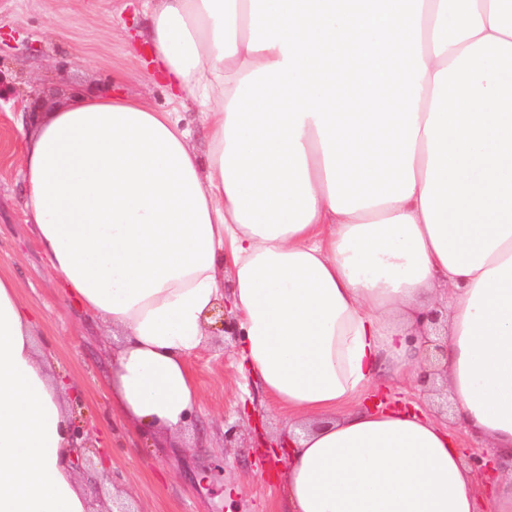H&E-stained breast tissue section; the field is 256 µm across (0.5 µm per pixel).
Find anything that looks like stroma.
Segmentation results:
<instances>
[{
    "label": "stroma",
    "instance_id": "1",
    "mask_svg": "<svg viewBox=\"0 0 512 512\" xmlns=\"http://www.w3.org/2000/svg\"><path fill=\"white\" fill-rule=\"evenodd\" d=\"M113 13L112 0H0V274L19 287L38 321L36 340L51 350L60 374L73 380L83 404L76 419L89 421L92 444L109 460L95 468L90 489L100 512L113 499L134 512H285L283 464L271 448L288 432V416L240 367L237 347L212 332L190 357L200 407L182 434L183 449L151 448L127 434L112 417L104 379L110 368L111 332L88 323L64 294L22 215L23 178L17 163L20 125L28 107L53 112L88 91L108 92L121 77L124 93L177 114L199 146L202 117L193 100L171 102L162 83L149 78L131 48L144 37L143 0ZM401 407L420 406L452 424L438 397L417 380L370 388L364 406L378 397ZM236 426L233 447L224 434Z\"/></svg>",
    "mask_w": 512,
    "mask_h": 512
}]
</instances>
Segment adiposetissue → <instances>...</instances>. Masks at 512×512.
<instances>
[{"instance_id":"adipose-tissue-1","label":"adipose tissue","mask_w":512,"mask_h":512,"mask_svg":"<svg viewBox=\"0 0 512 512\" xmlns=\"http://www.w3.org/2000/svg\"><path fill=\"white\" fill-rule=\"evenodd\" d=\"M147 40L205 152L118 90L20 130L25 221L119 338L113 414L176 445L227 297L292 423L289 512H512V0H155ZM346 69L374 84L342 108ZM442 285L453 420L503 465L483 500L446 426L352 406L420 369ZM36 328L0 276V512H93Z\"/></svg>"}]
</instances>
